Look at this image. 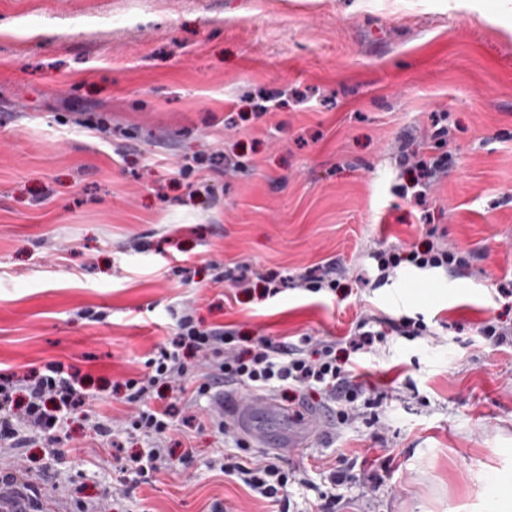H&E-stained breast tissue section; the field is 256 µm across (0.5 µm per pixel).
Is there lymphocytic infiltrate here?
<instances>
[{
	"mask_svg": "<svg viewBox=\"0 0 512 512\" xmlns=\"http://www.w3.org/2000/svg\"><path fill=\"white\" fill-rule=\"evenodd\" d=\"M425 138L434 143V150L421 151L404 140L396 154L397 166L413 173V186L424 191L448 175L452 154L446 146L452 141V130L438 118ZM369 257L374 262L372 285L376 288L391 284L405 266L421 272L439 269L450 275H462L474 262L471 252L441 243L422 250L376 248L370 251ZM340 274L337 264L329 262L293 279L268 272L264 280L269 292L274 294L286 286L311 293L333 292L340 286ZM172 316L177 327L175 336L147 358L138 376L123 382L127 401L134 407L124 429L127 434L141 438L146 447L137 456L135 467L121 465V473L132 470L140 476L158 471L167 463L169 451L164 444L174 425L176 411L174 403L160 393L166 387L194 400L209 398L214 413L189 416V424L207 425L222 435L235 436L239 448L238 454H222L211 459V467L219 468L225 475L237 476L277 507L281 506L284 491L295 476L275 455L249 465L246 456L249 444L246 439L236 437L233 425L225 419L220 388L242 387L261 394L283 389L316 391L325 396L337 423L343 425L355 418L364 391L347 370L341 352H372L390 331L413 337L432 333L423 316L404 314L392 320L387 332L373 329L371 318H362L342 342L311 336L295 341L260 337L245 347L233 330L220 325L203 326L191 307L173 311ZM201 366L208 369L206 378L199 384L187 385V377ZM91 397L84 376L59 361H49L20 374L0 373V445L23 448L31 438L38 437L53 454L64 455L61 425L73 416L82 417L94 435L111 439L112 424L93 412Z\"/></svg>",
	"mask_w": 512,
	"mask_h": 512,
	"instance_id": "f902f5d3",
	"label": "lymphocytic infiltrate"
}]
</instances>
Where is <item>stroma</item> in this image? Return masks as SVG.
Instances as JSON below:
<instances>
[{"mask_svg":"<svg viewBox=\"0 0 512 512\" xmlns=\"http://www.w3.org/2000/svg\"><path fill=\"white\" fill-rule=\"evenodd\" d=\"M272 96L254 118L250 105ZM447 114L456 164L418 200L395 191L401 138ZM106 122L107 139L91 134ZM220 150L191 192L180 164ZM467 250L469 274L406 267L366 281L375 247L428 238ZM146 242L136 251L134 240ZM336 261L337 292L265 296L215 284ZM512 0H0V372L60 360L90 375L109 443L65 422L67 456L38 440L1 448L42 491L43 512L94 503L142 440L117 381L175 334L173 308L241 339L346 336L361 318L423 314L432 335L387 336L349 368L384 393L375 419L326 425L283 456L306 512L340 459L355 480L337 512H494L512 476ZM90 308L101 318H79ZM166 466L106 512H274L210 468L214 429L174 426ZM478 329L481 336L492 341L498 347L512 346V327L504 326L493 318H486Z\"/></svg>","mask_w":512,"mask_h":512,"instance_id":"obj_1","label":"stroma"}]
</instances>
